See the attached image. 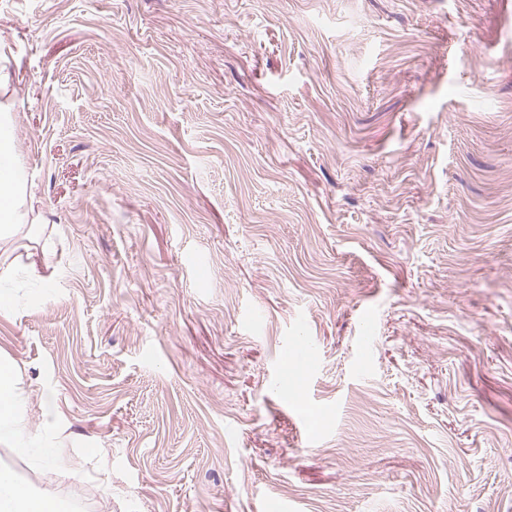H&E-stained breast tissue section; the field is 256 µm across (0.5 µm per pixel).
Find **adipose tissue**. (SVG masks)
<instances>
[{
	"label": "adipose tissue",
	"instance_id": "obj_1",
	"mask_svg": "<svg viewBox=\"0 0 512 512\" xmlns=\"http://www.w3.org/2000/svg\"><path fill=\"white\" fill-rule=\"evenodd\" d=\"M36 196L17 162L11 119L0 113V237L11 236L16 225L28 219ZM19 380L10 363L0 361V444L34 462L58 465L62 448L40 433L22 434ZM0 512H70L56 497L32 490L27 484L0 471Z\"/></svg>",
	"mask_w": 512,
	"mask_h": 512
}]
</instances>
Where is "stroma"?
I'll return each instance as SVG.
<instances>
[{"mask_svg":"<svg viewBox=\"0 0 512 512\" xmlns=\"http://www.w3.org/2000/svg\"><path fill=\"white\" fill-rule=\"evenodd\" d=\"M0 73L38 199L0 360L65 455L0 468L88 512H512V0H0Z\"/></svg>","mask_w":512,"mask_h":512,"instance_id":"1","label":"stroma"}]
</instances>
